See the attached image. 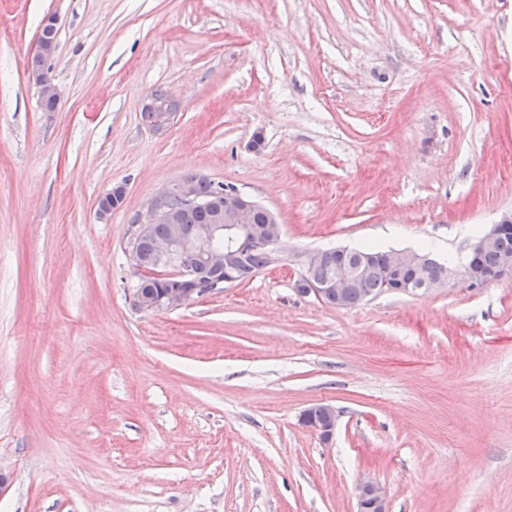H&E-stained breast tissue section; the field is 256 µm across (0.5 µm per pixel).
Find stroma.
Masks as SVG:
<instances>
[{"label":"stroma","mask_w":512,"mask_h":512,"mask_svg":"<svg viewBox=\"0 0 512 512\" xmlns=\"http://www.w3.org/2000/svg\"><path fill=\"white\" fill-rule=\"evenodd\" d=\"M191 174L273 210L279 261L141 312L127 228ZM510 211L512 0H0V512H357L365 476L388 512H512V279L297 289L313 251L459 260ZM57 29L53 16H48L41 29L35 51L29 58L27 73L31 79L40 88L41 105L47 112L55 111L58 107L61 95L58 86L48 76L43 65L56 52L57 48ZM163 92L164 91H162V90H156L153 93H154V95H156L158 97H162L164 94ZM154 95H149L148 97H146L144 104H143V108L150 109V110L156 112V114L158 115L159 120H160L159 123H161V125L164 127L172 119V116H170V113H168L167 106L171 101H174V99H173V96L168 93H165L163 98H157ZM154 112L143 111L145 120L151 125V127L153 129L156 128V122H157V117ZM337 420L336 410L329 404L312 405L302 414L303 426L316 432L326 442L332 438Z\"/></svg>","instance_id":"obj_1"}]
</instances>
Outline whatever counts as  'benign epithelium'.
I'll use <instances>...</instances> for the list:
<instances>
[{"label":"benign epithelium","instance_id":"obj_1","mask_svg":"<svg viewBox=\"0 0 512 512\" xmlns=\"http://www.w3.org/2000/svg\"><path fill=\"white\" fill-rule=\"evenodd\" d=\"M57 29L55 18L49 16L45 19L35 51L29 58L27 73L40 88L41 105L48 112L58 107L61 95L58 86L48 76L44 64L56 52ZM173 101V96L165 94L158 98L154 95L146 97L143 107L150 109L159 117L161 125H167L172 116L167 106ZM200 180L197 175H191L168 186L155 195L146 205L143 212L134 218L136 232H147L151 225L164 223L169 225V234L156 240L152 262L157 270L154 275L164 277L166 271H160L169 258L175 253H181L188 258V265H182L173 276L179 278L184 287L174 288L162 295L145 297L135 288L129 289L132 302L141 312H170L178 310L204 293H212L221 286H230L235 281L229 278L221 279L212 288L198 286L194 276V266L201 264L220 272L233 266L234 249H244L248 245L260 244L267 248L271 254H276V245L282 236L283 225L278 215L267 210V223L260 226L250 223V217L259 203L237 189H224V202L214 209L213 221L210 224H200L195 231L187 235L177 222L179 209L186 205L201 204L203 200L196 193V185ZM126 186L115 183L98 200L97 215L102 221L112 215V207L107 199L126 197ZM512 229V213H505L501 219L484 234L476 239L469 250V263L462 269H448L445 276L433 279L427 276L429 258L418 251L410 249H395L391 253L389 275L393 287L391 290H400L406 293L431 292L461 281L467 289L478 290L489 284L501 281L512 276V256L501 258L498 265L484 270L476 265L479 255L493 248L497 238L504 232ZM406 271L415 273L414 278L407 282H400L401 274ZM361 273L355 267L345 264L336 266V270L324 280L307 281L305 291L320 299L323 294L335 292L342 297L360 287ZM338 416L335 408L328 404H315L303 411L302 424L317 433L324 441H329L336 429ZM356 498L359 512H387V491L383 485L364 478L356 487Z\"/></svg>","mask_w":512,"mask_h":512}]
</instances>
